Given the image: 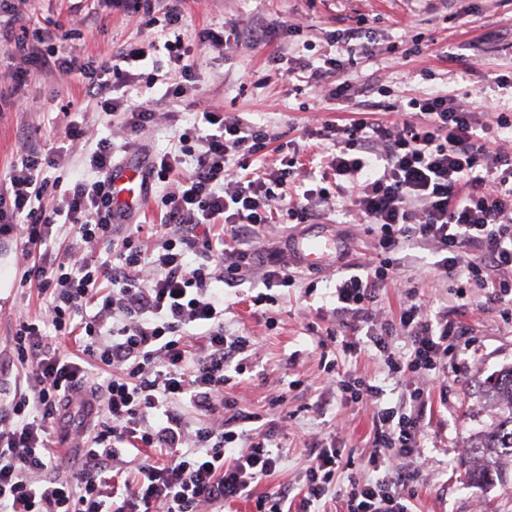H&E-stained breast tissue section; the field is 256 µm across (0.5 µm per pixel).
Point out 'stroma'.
<instances>
[{
    "label": "stroma",
    "mask_w": 512,
    "mask_h": 512,
    "mask_svg": "<svg viewBox=\"0 0 512 512\" xmlns=\"http://www.w3.org/2000/svg\"><path fill=\"white\" fill-rule=\"evenodd\" d=\"M74 2L25 0L21 9L30 27L56 35L64 55L101 58L114 47L147 36L135 17L112 9L106 0H85L91 22L82 31L72 32ZM182 9L188 37L204 28L233 27L238 32L228 49L205 48L196 53V89L208 103L266 127L284 144V151L269 148L253 156L255 169L279 165L282 156L292 154L306 167H318L316 142L304 135L308 118L315 113L343 125L372 103L376 106L373 119L386 123L393 120L394 107L407 98L464 88L474 89L470 102L486 123H494L497 113L512 109V88L501 89L494 82L498 76L512 80V0H451L447 5L442 0H184ZM361 17L371 22L375 55L347 65L344 76L352 88L343 100L329 93L335 78L327 79L325 91L308 88L298 94L287 78L271 69L269 56L292 57L294 38L266 46L255 43L267 26L285 20L299 26L303 39L311 42L304 58L313 62L335 31L353 26ZM407 31L429 48L427 61L390 52V44ZM425 66L432 69V77L422 75ZM25 92L23 103L0 98V181L18 162L23 145L48 155L64 146L67 154L47 175L68 188L75 177L87 174L88 158L96 148L92 141H69V121L95 124L99 137L116 139L122 116L100 113L75 74L30 70ZM178 111L177 119L160 117L143 134V151L135 155L115 151V165H134L151 154L177 150L180 133L198 119L190 99H183ZM325 221L334 225L347 245V261L370 258L371 237L358 217L340 208L326 215ZM401 258L407 269L419 274V301L430 304L432 311L447 312L449 318L461 316L454 282L439 279L438 254L413 248L402 251ZM22 270L14 244L0 240V383L5 385L13 383L17 372L9 362L17 314L34 317L46 307L37 289L19 288ZM251 288L248 282L225 288L224 331L252 336L258 353L252 376L230 389L229 395L240 408L271 419L282 447L279 466L257 486V493L299 491L307 454L320 441L335 443L342 453L338 485H347L352 477L367 478L361 460L373 450L372 411L342 405L336 389L318 379L323 363L330 359L340 371L374 379L383 387L387 403L407 399V388L388 376L367 337H360L349 353L323 347L326 330L334 325L330 273L298 270L294 286L276 288L279 300L267 309L250 308ZM464 319L470 328L468 345L449 352L447 386L433 391L423 412L419 449L423 466L414 487L416 512H512V482L467 487L460 477L470 436L485 429L495 416L482 384L491 374L512 367V318L492 306L474 310ZM282 390L288 393L285 421L268 409L269 398Z\"/></svg>",
    "instance_id": "obj_1"
}]
</instances>
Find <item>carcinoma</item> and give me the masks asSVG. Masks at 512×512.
Returning a JSON list of instances; mask_svg holds the SVG:
<instances>
[{"mask_svg":"<svg viewBox=\"0 0 512 512\" xmlns=\"http://www.w3.org/2000/svg\"><path fill=\"white\" fill-rule=\"evenodd\" d=\"M483 392L498 409L493 423L469 440L465 475L474 484L499 472V463L512 458V367L491 376Z\"/></svg>","mask_w":512,"mask_h":512,"instance_id":"1","label":"carcinoma"}]
</instances>
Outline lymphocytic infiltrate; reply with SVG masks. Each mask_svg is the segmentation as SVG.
<instances>
[{
  "instance_id": "lymphocytic-infiltrate-1",
  "label": "lymphocytic infiltrate",
  "mask_w": 512,
  "mask_h": 512,
  "mask_svg": "<svg viewBox=\"0 0 512 512\" xmlns=\"http://www.w3.org/2000/svg\"><path fill=\"white\" fill-rule=\"evenodd\" d=\"M116 2L159 36L92 60L29 45L7 19L0 23V48L22 60L11 95H18L31 65L80 75L104 115L123 114L125 147L132 150L156 119L133 91L154 88L167 69L179 80L163 96L180 102L195 85V45L223 50L231 34L205 28L192 41L178 5L159 14L152 0ZM337 41L341 56L289 70L294 92L321 87L344 59L373 55L364 26L344 29ZM146 59L150 73L128 70V63ZM471 96L467 90L410 98L390 125L323 121L315 133L332 147L321 178L337 190L307 189L294 198L289 185L308 177L297 158L251 170L267 131L235 113L202 110L200 124L180 134L179 151L155 156L146 168L151 180L179 177L176 190L162 198L159 239L150 249L137 230L118 234L117 221L128 211L112 198L110 139L97 140L91 177L53 195L44 172L55 159L24 150L0 188V238L35 251L19 285L38 288L49 303L42 315L19 316L13 328L23 376L0 402V512H217L249 498L256 512L319 507L341 459L330 446L311 449L298 502L285 490L254 493L280 462L277 435L245 431L261 414L225 394L252 372L254 340L225 334L220 288L255 276L263 289L251 296L253 307L276 303L273 288L293 286L295 277L280 249L260 245L273 204L287 202L289 222L306 224L317 204L340 194L345 210L367 224L376 258L367 267L346 264L337 277L330 342L348 352L352 336L363 331L393 379L446 375L448 351L466 330L447 313L427 314L396 255L431 247L441 256L442 278L512 311V150L489 137ZM187 156L193 168L183 176ZM60 237L61 252L53 248ZM396 286L407 298L398 321L379 319L382 292ZM400 332L411 340L409 354L391 347ZM65 338L77 340V351L61 347ZM95 366L108 368V376H92ZM323 371L345 404L372 410L367 463L379 477L350 479L346 512H411L416 474L403 460L420 445L423 388H414L409 402L390 405L382 387L338 371L335 362ZM75 408L82 415L76 424L69 419ZM191 412L198 417L193 424ZM129 448L137 452V471L116 481Z\"/></svg>"
}]
</instances>
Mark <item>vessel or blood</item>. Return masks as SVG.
Here are the masks:
<instances>
[{
	"label": "vessel or blood",
	"instance_id": "vessel-or-blood-1",
	"mask_svg": "<svg viewBox=\"0 0 512 512\" xmlns=\"http://www.w3.org/2000/svg\"><path fill=\"white\" fill-rule=\"evenodd\" d=\"M114 198L120 203H133L143 198L142 176L133 166L124 167L112 179ZM288 259L294 265L306 269L335 267L336 255L342 244L328 224H308L289 235L285 242Z\"/></svg>",
	"mask_w": 512,
	"mask_h": 512
}]
</instances>
